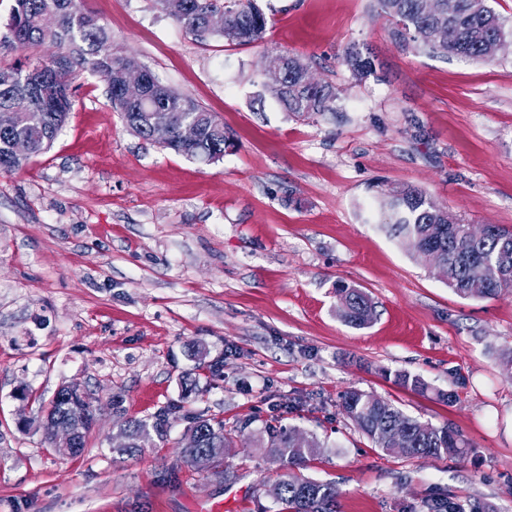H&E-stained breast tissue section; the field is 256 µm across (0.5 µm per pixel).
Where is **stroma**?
Here are the masks:
<instances>
[{
  "label": "stroma",
  "instance_id": "stroma-1",
  "mask_svg": "<svg viewBox=\"0 0 512 512\" xmlns=\"http://www.w3.org/2000/svg\"><path fill=\"white\" fill-rule=\"evenodd\" d=\"M257 3L263 41L230 46L186 33L154 0H81L113 45L223 121L224 158L142 139L107 82L79 70L50 151L0 173V512H276L279 469L260 446L271 424L321 441L304 474L336 483L341 512H420L434 498L512 512V374L499 358L512 292L458 297L378 223L383 194L411 184L467 223L512 227V49L417 52L372 0ZM351 46L374 74L353 77ZM271 51L335 85L336 113L287 112L268 90ZM340 283L370 296L371 324L339 317ZM403 371L427 391L399 386ZM187 376L203 394L184 396ZM73 383L96 422L81 454L60 456L44 410ZM350 388L450 425L464 458L375 448L341 411ZM178 401L164 444L114 452L126 419ZM193 415L236 433L221 473L180 459Z\"/></svg>",
  "mask_w": 512,
  "mask_h": 512
}]
</instances>
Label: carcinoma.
Wrapping results in <instances>:
<instances>
[{
  "mask_svg": "<svg viewBox=\"0 0 512 512\" xmlns=\"http://www.w3.org/2000/svg\"><path fill=\"white\" fill-rule=\"evenodd\" d=\"M160 10L194 37L204 40L218 36L230 45L247 46L262 41L268 20L254 0H155ZM378 13L394 24L393 34L412 42L428 55L437 53L433 31L452 25L458 31L456 44L444 50L449 57L484 60L486 42L500 34L512 36V25L490 5V0H436L435 11H425L426 0H374ZM222 11L224 27L205 24L207 14ZM25 49L47 45L56 49L61 64L54 59L29 68L0 69V171L13 172L27 161L47 153L53 146L72 109L70 86L71 59L79 57L86 68L114 87L124 70L136 66L130 55L112 46V36L98 19L85 11L79 0H15L7 33L0 44ZM353 76L365 78L375 71L374 59L357 49L344 58ZM283 82L269 86L270 91L291 113L311 118L336 111L338 93L329 82L303 84L308 66L298 55L284 56ZM127 127L141 137L150 138L155 120L166 122L177 131L189 112L202 116L200 138L183 147L177 139L164 148L176 154L218 161L224 157V124L191 97L169 87H154V96L131 104L111 94ZM17 139L30 143V153H14ZM380 223L390 233L412 247L422 258L429 244L435 245L442 263L448 266V288L465 299H492L512 289V228L491 225L489 233L478 240L470 238L465 222L452 212L431 206L425 192L414 186H400L379 202ZM341 319L353 326L369 325L374 317L369 296L359 288H336ZM340 407L353 424L383 451L403 457H461L466 442L446 425L421 423L393 404L376 406L374 396L357 389L341 395ZM182 406L171 403L145 419H130L123 425L126 451L154 447L167 441L171 420ZM50 421L62 424L81 422L79 448L95 420V410L82 400L78 384L60 388L47 411ZM191 431L196 435L192 448H183L181 457L190 465L204 457V468L216 469L224 463V451L230 447L231 434L224 432V420L193 417ZM295 431L282 426L267 427L265 448L282 471V489L277 503L282 512H339L340 491L333 482H320L303 476L298 470L318 455L323 444L308 435L302 443L293 441Z\"/></svg>",
  "mask_w": 512,
  "mask_h": 512,
  "instance_id": "obj_1",
  "label": "carcinoma"
}]
</instances>
